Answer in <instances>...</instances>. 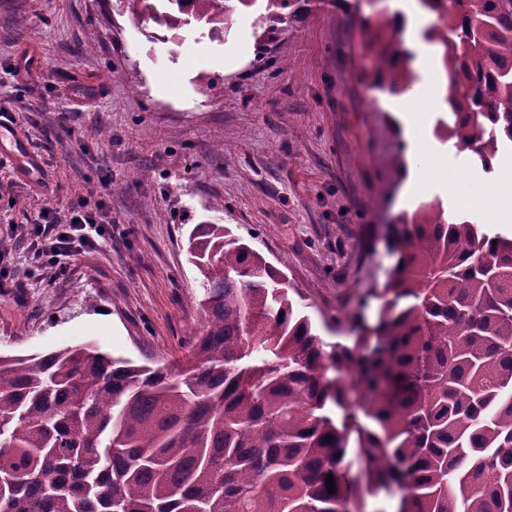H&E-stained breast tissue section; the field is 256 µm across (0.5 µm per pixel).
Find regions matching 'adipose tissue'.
Listing matches in <instances>:
<instances>
[{
  "label": "adipose tissue",
  "mask_w": 512,
  "mask_h": 512,
  "mask_svg": "<svg viewBox=\"0 0 512 512\" xmlns=\"http://www.w3.org/2000/svg\"><path fill=\"white\" fill-rule=\"evenodd\" d=\"M425 79L411 94L393 99L392 111L402 115L411 142L416 151L432 150L427 135L428 125L435 113L443 107L442 88L446 76L433 57L424 60ZM465 203L485 210L502 221H512V159L502 161L501 177L494 186L475 184L463 197Z\"/></svg>",
  "instance_id": "ef3b65f1"
}]
</instances>
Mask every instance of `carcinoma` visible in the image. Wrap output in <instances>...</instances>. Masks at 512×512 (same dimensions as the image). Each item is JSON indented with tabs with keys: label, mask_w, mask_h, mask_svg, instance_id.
<instances>
[{
	"label": "carcinoma",
	"mask_w": 512,
	"mask_h": 512,
	"mask_svg": "<svg viewBox=\"0 0 512 512\" xmlns=\"http://www.w3.org/2000/svg\"><path fill=\"white\" fill-rule=\"evenodd\" d=\"M165 2L120 0L169 30L232 11ZM236 2L261 3L267 35L310 0ZM418 2L448 74L434 135L492 173L512 149V0ZM358 21L369 86L403 94L413 55L388 22ZM389 231L383 288L331 317L350 345L326 346L258 251L198 224L205 321L176 369L92 343L0 356V512H364L394 490L396 512H512V239L437 197Z\"/></svg>",
	"instance_id": "carcinoma-1"
}]
</instances>
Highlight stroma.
Segmentation results:
<instances>
[{
	"label": "stroma",
	"instance_id": "1",
	"mask_svg": "<svg viewBox=\"0 0 512 512\" xmlns=\"http://www.w3.org/2000/svg\"><path fill=\"white\" fill-rule=\"evenodd\" d=\"M391 4L362 0L358 17ZM258 15L239 5L218 32L165 31L119 0H0V103L43 162L37 182L0 166V355L92 342L137 364L182 362L203 321L187 251L203 222L280 269L326 344L348 343L325 321L354 292L383 288L396 262L388 226L418 203L389 162L425 159L360 77L358 17L314 0L267 36ZM238 44L245 62L225 68ZM29 54L39 68L23 80L14 70ZM434 159L458 187L497 181L452 143H436ZM83 198L110 210L111 239L66 274L34 265L17 229Z\"/></svg>",
	"mask_w": 512,
	"mask_h": 512
}]
</instances>
